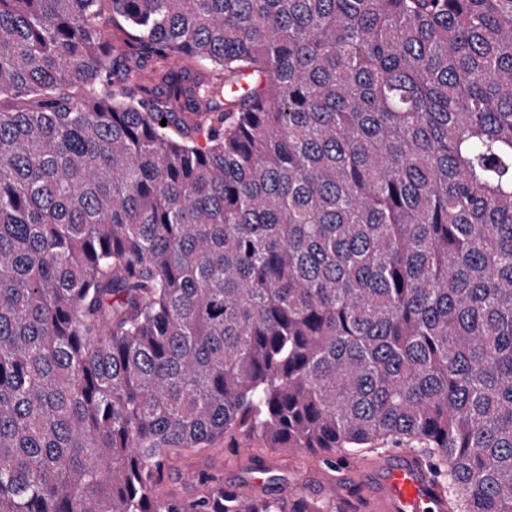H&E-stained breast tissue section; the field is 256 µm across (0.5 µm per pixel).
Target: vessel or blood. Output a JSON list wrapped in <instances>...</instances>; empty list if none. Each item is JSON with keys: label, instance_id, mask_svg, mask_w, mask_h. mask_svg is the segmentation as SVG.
Here are the masks:
<instances>
[{"label": "vessel or blood", "instance_id": "vessel-or-blood-1", "mask_svg": "<svg viewBox=\"0 0 512 512\" xmlns=\"http://www.w3.org/2000/svg\"><path fill=\"white\" fill-rule=\"evenodd\" d=\"M379 488L366 499L367 512H446L447 504L413 452L382 467Z\"/></svg>", "mask_w": 512, "mask_h": 512}]
</instances>
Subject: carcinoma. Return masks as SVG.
<instances>
[{
    "mask_svg": "<svg viewBox=\"0 0 512 512\" xmlns=\"http://www.w3.org/2000/svg\"><path fill=\"white\" fill-rule=\"evenodd\" d=\"M237 432L512 512V0H0V512Z\"/></svg>",
    "mask_w": 512,
    "mask_h": 512,
    "instance_id": "cac0c4a2",
    "label": "carcinoma"
}]
</instances>
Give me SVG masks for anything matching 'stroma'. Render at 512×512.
I'll list each match as a JSON object with an SVG mask.
<instances>
[{"label":"stroma","instance_id":"obj_1","mask_svg":"<svg viewBox=\"0 0 512 512\" xmlns=\"http://www.w3.org/2000/svg\"><path fill=\"white\" fill-rule=\"evenodd\" d=\"M383 454L378 448L345 454L326 463L317 454L269 448L259 438L238 436L219 440L202 452L172 454L165 487L190 496L200 488V475L206 474L259 496L287 498L301 492L332 502L335 487L341 486L346 496L355 500L374 484L371 465L381 461Z\"/></svg>","mask_w":512,"mask_h":512}]
</instances>
